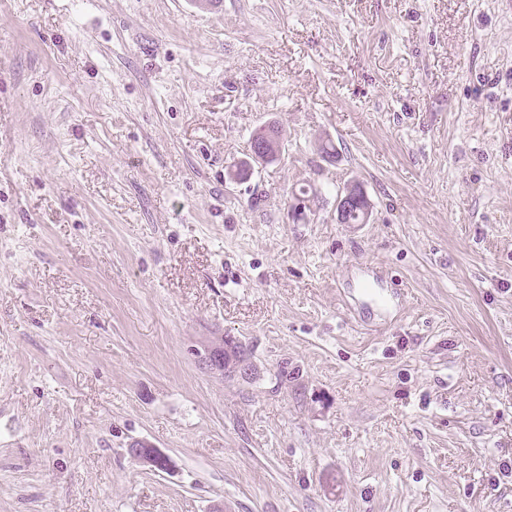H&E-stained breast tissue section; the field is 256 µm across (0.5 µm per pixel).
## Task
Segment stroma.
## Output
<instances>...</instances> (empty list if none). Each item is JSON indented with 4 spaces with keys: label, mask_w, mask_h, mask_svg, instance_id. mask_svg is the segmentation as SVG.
<instances>
[{
    "label": "stroma",
    "mask_w": 512,
    "mask_h": 512,
    "mask_svg": "<svg viewBox=\"0 0 512 512\" xmlns=\"http://www.w3.org/2000/svg\"><path fill=\"white\" fill-rule=\"evenodd\" d=\"M0 512H512V6L0 0ZM283 151V137L280 131L266 130L264 133L254 136L250 142L249 174L245 179L239 175L240 163L238 162L228 169V179L232 184L248 182L255 173L256 168L266 166L269 163L279 161ZM257 165V166H256ZM351 207H357L359 209L356 210L353 208L348 213L347 218L350 224H360L362 220L361 211L364 214L362 224L369 221L372 212L371 203L362 187L357 182L348 183L339 195L336 205V221L338 223L349 224V222L345 220V215ZM199 361L204 370L215 377L250 379L255 364L248 349L234 336H216L203 345ZM129 452L135 458L141 460L158 470L170 472L174 467L170 457L154 447L144 439H136L129 444Z\"/></svg>",
    "instance_id": "obj_1"
}]
</instances>
